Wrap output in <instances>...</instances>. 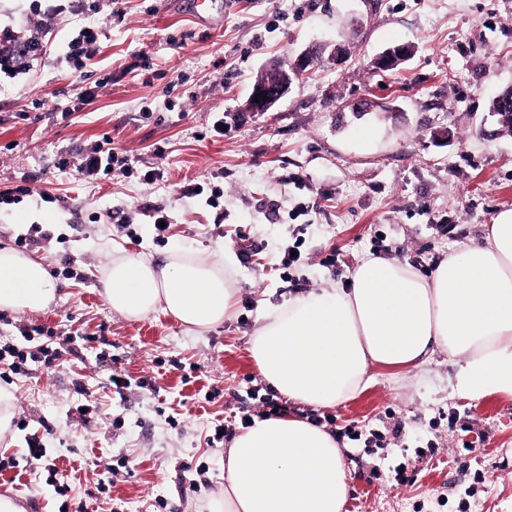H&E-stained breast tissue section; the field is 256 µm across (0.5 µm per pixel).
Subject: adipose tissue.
<instances>
[{"label": "adipose tissue", "instance_id": "obj_1", "mask_svg": "<svg viewBox=\"0 0 512 512\" xmlns=\"http://www.w3.org/2000/svg\"><path fill=\"white\" fill-rule=\"evenodd\" d=\"M226 262L221 253L206 262L183 251L160 268L146 257L118 258L106 273L105 300L135 319L163 310L202 333L234 307ZM55 294L42 258L0 249V310L39 311ZM438 350L457 361V394H512V212L428 277L366 256L347 287L300 295L263 315L250 342L265 381L316 408L357 392L372 366L420 368ZM348 494L343 454L330 433L298 418L268 417L253 420L228 449L224 488L210 512H343Z\"/></svg>", "mask_w": 512, "mask_h": 512}]
</instances>
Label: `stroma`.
<instances>
[{"mask_svg": "<svg viewBox=\"0 0 512 512\" xmlns=\"http://www.w3.org/2000/svg\"><path fill=\"white\" fill-rule=\"evenodd\" d=\"M118 6L124 21L106 29L82 72L48 59L0 86V188L31 176L62 199L0 209V247L33 224L46 233L32 253L56 288L48 308L1 318L0 342H20L31 325L83 334L60 365L0 380L11 416L0 458L24 461L33 438L47 449L39 468L1 471L0 495L23 512H209L227 456L208 443L213 427L238 429L266 397L291 416L331 417L349 476L345 512H512V395L460 397L457 368L439 353L419 369L373 367L364 389L318 409L279 398L249 345L263 310L346 284L363 256L426 273L512 211V132L489 113L492 97L512 88V0H215L224 14L215 29L183 0ZM322 44L343 46L337 65L306 72L269 111L247 110L272 62ZM399 44L413 57L375 72L372 58ZM95 85L97 101L62 119ZM35 98L46 110L30 109ZM362 102L368 112L354 115ZM105 134L130 173L85 184L55 168L57 154L78 155ZM150 169L163 180L146 183ZM187 178L223 190L219 207L183 196ZM149 202L172 217L165 242L142 219L137 240L118 234L117 220ZM297 239L309 261L280 270ZM176 249L233 255L229 319L197 335L160 310L132 319L108 307L114 259L161 263ZM114 375L127 388L115 389ZM350 430L381 431L389 445L363 447ZM398 465L402 486L388 477ZM200 467L204 481L189 486ZM52 468L67 490L49 481Z\"/></svg>", "mask_w": 512, "mask_h": 512, "instance_id": "1", "label": "stroma"}]
</instances>
